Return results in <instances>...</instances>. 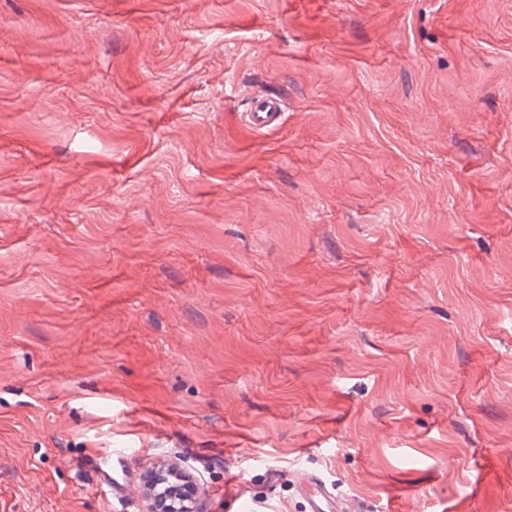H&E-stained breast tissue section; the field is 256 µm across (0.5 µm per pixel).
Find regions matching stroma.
<instances>
[{
  "label": "stroma",
  "instance_id": "obj_1",
  "mask_svg": "<svg viewBox=\"0 0 512 512\" xmlns=\"http://www.w3.org/2000/svg\"><path fill=\"white\" fill-rule=\"evenodd\" d=\"M160 464L512 512V0H0V512ZM280 104L272 99L257 101L247 114L250 128L258 133L265 134L278 130L284 124V112Z\"/></svg>",
  "mask_w": 512,
  "mask_h": 512
}]
</instances>
